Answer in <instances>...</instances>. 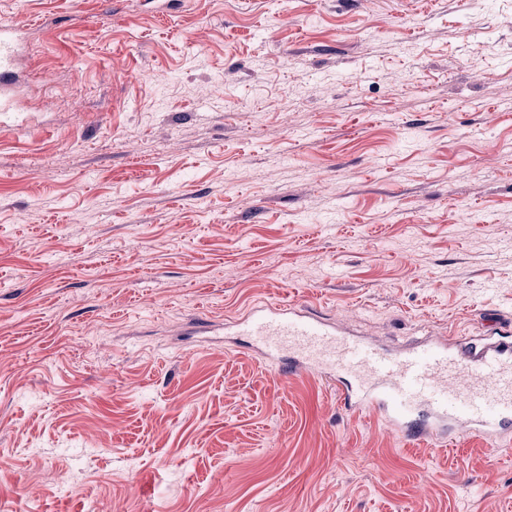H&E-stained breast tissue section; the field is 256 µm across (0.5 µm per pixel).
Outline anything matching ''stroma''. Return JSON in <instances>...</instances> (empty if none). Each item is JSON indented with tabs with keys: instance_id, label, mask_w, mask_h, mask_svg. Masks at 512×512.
Here are the masks:
<instances>
[{
	"instance_id": "stroma-1",
	"label": "stroma",
	"mask_w": 512,
	"mask_h": 512,
	"mask_svg": "<svg viewBox=\"0 0 512 512\" xmlns=\"http://www.w3.org/2000/svg\"><path fill=\"white\" fill-rule=\"evenodd\" d=\"M0 512H512L196 334L288 300L395 349L512 321V0H0ZM20 27L0 21V112H8L14 106L12 74L20 52Z\"/></svg>"
}]
</instances>
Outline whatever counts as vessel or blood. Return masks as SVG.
<instances>
[{"label":"vessel or blood","instance_id":"b4317fda","mask_svg":"<svg viewBox=\"0 0 512 512\" xmlns=\"http://www.w3.org/2000/svg\"><path fill=\"white\" fill-rule=\"evenodd\" d=\"M20 28L0 21V112L14 106L12 74ZM233 336L251 337L262 360L279 371L314 373L354 413H372L409 437H512V332L492 331L481 344L444 336L392 350L364 341L301 305L257 302L225 320Z\"/></svg>","mask_w":512,"mask_h":512}]
</instances>
